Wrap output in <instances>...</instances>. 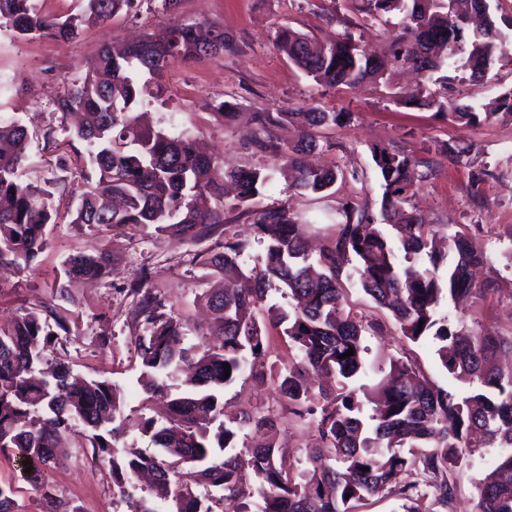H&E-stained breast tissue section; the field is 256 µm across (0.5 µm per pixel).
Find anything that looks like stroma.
<instances>
[{"instance_id": "obj_1", "label": "stroma", "mask_w": 512, "mask_h": 512, "mask_svg": "<svg viewBox=\"0 0 512 512\" xmlns=\"http://www.w3.org/2000/svg\"><path fill=\"white\" fill-rule=\"evenodd\" d=\"M179 16L223 25L230 46L215 58L177 63L161 81L146 80L141 106L145 121L170 134L195 138L226 167L270 169L272 182L256 208L297 213L303 236L314 247L333 235L331 216L343 204L379 214L382 190L372 147L395 145L411 152L421 161L423 175L412 206L440 235L468 232L486 257L478 273L488 288L485 296L458 306L442 305L441 315L470 330L512 336V267L504 259L505 252L512 251V120L462 126L430 108L395 105L387 90L371 84L356 89L317 85L277 49L278 27L288 25L320 39L348 33L375 54L384 53L396 33L394 23L350 12L346 0H182ZM163 25L161 15L144 7L134 18L121 14L104 26L84 25L79 36L67 42L20 39L0 29V116L26 128L32 146L22 179L39 186L51 183L54 210L53 222L46 227V245L32 268H0V326L26 310L63 304L70 331L60 335L55 356L71 362L86 377L122 387L123 414L130 424L126 441L147 453L154 445L137 424L154 416L162 404L148 397L140 381L134 302L122 286L149 272V288L165 298L174 316L190 326L205 327L209 314L200 297L205 287L202 270L189 260L192 254L213 250L216 240L208 237L190 244L147 228L112 231L73 223L74 201L85 184L87 147L73 139L55 103L70 80L96 60L103 44L120 45L155 34ZM225 100L240 107L230 122L216 110ZM310 104L352 116L350 122L313 131L317 147L309 164L342 172L325 197L289 189L276 154L299 136L298 126L282 119V112ZM455 141L471 144L470 156L449 160L443 146ZM477 168L485 176L476 183L472 173ZM221 239L245 243L244 260L249 265L263 252L249 214L225 212ZM102 247L116 259L114 278L65 277L70 256ZM344 288L353 312L383 329L365 339L368 363L408 360L431 383L459 390V383L442 367L433 339L408 341L390 313L376 307L355 283L345 282ZM278 406L270 383L248 373L224 390V412L229 416ZM496 454V449L482 448L464 458L457 479V512H474L477 485ZM44 479L74 512H131L114 490L111 465L94 448L70 442L62 458L45 469Z\"/></svg>"}]
</instances>
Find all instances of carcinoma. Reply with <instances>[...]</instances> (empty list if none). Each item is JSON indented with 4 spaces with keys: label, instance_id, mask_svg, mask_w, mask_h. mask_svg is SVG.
I'll return each mask as SVG.
<instances>
[{
    "label": "carcinoma",
    "instance_id": "1",
    "mask_svg": "<svg viewBox=\"0 0 512 512\" xmlns=\"http://www.w3.org/2000/svg\"><path fill=\"white\" fill-rule=\"evenodd\" d=\"M139 0H84L82 13L62 19L42 12L39 0H0V28L20 38L71 41L86 23L104 24L133 9ZM373 19L396 17L399 26L390 52L367 55L345 35L320 46L290 26L278 28L277 48L317 84L354 89L367 80L388 81L392 72L412 67L440 73L432 86L394 93L392 102L432 108L453 122L473 126L490 119H512V88L493 107L448 97V76L478 85L499 60L502 35L490 0H469L471 14L457 11V0H349ZM224 27L211 24L208 36L197 23H173L157 34L120 50L101 47L97 62L72 81L56 103L63 116L76 115V140L88 147L89 171L77 195L74 224L110 228H153L175 233L190 243L223 234L224 212H252L270 181L262 169L224 170V162L201 153L192 137L142 127L134 109L142 88L136 73L160 77L175 62L224 53ZM301 127L298 141L281 160L292 171L290 187L301 194H324L336 182V170L312 169L303 156L316 147L311 130L339 124L346 112L301 106L282 113ZM0 264L26 268L46 245L52 223V192L20 179L30 138L23 126L0 117ZM372 160L381 188L382 222L349 203L336 211V231L317 258L307 252L299 216L281 208L255 212L258 263L245 267V244L225 243L220 251L196 253L192 261L203 277L232 278L238 287L205 292L212 312L209 330L224 337L219 348L189 341L190 329L146 288L148 276L128 288L136 297L139 324L135 338L141 379L151 397L163 399L165 412L149 418L143 433L156 452L147 454L123 441L119 386L75 374L62 359L50 356L58 331L69 333L67 309L28 310L0 327V453L30 462L27 482L41 491L48 512L65 507L42 481L56 449L75 435L112 459V479L132 512H215L214 487L221 512H352V503L387 492L403 501V512H423L424 489L454 508L456 481L466 453L498 448L500 454L479 486L476 512H512V368L498 363L512 351V336L470 333L439 316L443 293L453 300L485 292L472 279L483 255L460 230L440 249L436 233L407 209L421 161L395 146L374 147ZM115 266L104 248L68 259L72 279H106ZM353 280L377 306L394 317L402 336L417 342L438 341L442 367L464 386L452 393L427 383L409 361L389 364V381L349 382L368 376L366 335L381 333L347 308L342 280ZM295 301L286 308L268 306L269 322L281 328L297 361L269 374L276 394L293 416L309 420L317 444L306 448L296 467L285 466L275 441V415L257 408L224 423V387L267 356L266 323L256 318L270 291ZM354 355L342 358L348 349ZM230 375L224 377L223 364ZM337 377L333 391H315L312 378ZM179 382L171 396L168 382ZM379 410L363 417L364 402ZM246 426L263 430L264 442L239 446ZM153 475L150 499L136 498L134 478ZM258 483L259 501H237L239 485ZM18 490L0 484V512H21Z\"/></svg>",
    "mask_w": 512,
    "mask_h": 512
}]
</instances>
